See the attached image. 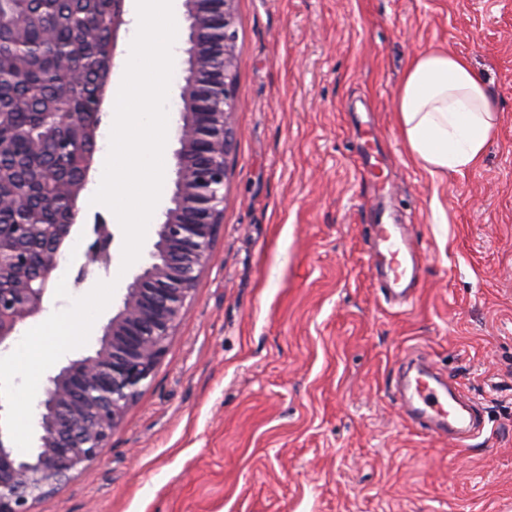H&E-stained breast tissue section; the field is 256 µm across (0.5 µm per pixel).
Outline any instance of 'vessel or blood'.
Returning a JSON list of instances; mask_svg holds the SVG:
<instances>
[{
	"label": "vessel or blood",
	"instance_id": "vessel-or-blood-1",
	"mask_svg": "<svg viewBox=\"0 0 512 512\" xmlns=\"http://www.w3.org/2000/svg\"><path fill=\"white\" fill-rule=\"evenodd\" d=\"M369 229L372 247L368 258L382 280L380 290L385 299L392 304L412 302L413 279L404 260L413 251L403 226L378 222L370 224ZM394 395L405 407L408 419L429 436L461 444L480 428L479 405L453 377L441 380L421 370H407L399 378Z\"/></svg>",
	"mask_w": 512,
	"mask_h": 512
}]
</instances>
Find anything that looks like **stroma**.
<instances>
[{
	"instance_id": "obj_1",
	"label": "stroma",
	"mask_w": 512,
	"mask_h": 512,
	"mask_svg": "<svg viewBox=\"0 0 512 512\" xmlns=\"http://www.w3.org/2000/svg\"><path fill=\"white\" fill-rule=\"evenodd\" d=\"M235 142L224 222L165 356L106 448L35 512H512V0H237ZM467 57L498 127L479 167L431 175L408 155L395 93L425 49ZM373 117L383 181L360 167ZM419 255L412 304L366 262L376 210ZM105 222L87 206L60 273L67 297ZM124 273L87 344L100 346ZM484 408L460 448L424 437L391 397L410 351Z\"/></svg>"
}]
</instances>
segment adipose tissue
I'll use <instances>...</instances> for the list:
<instances>
[{
    "label": "adipose tissue",
    "instance_id": "ef3b65f1",
    "mask_svg": "<svg viewBox=\"0 0 512 512\" xmlns=\"http://www.w3.org/2000/svg\"><path fill=\"white\" fill-rule=\"evenodd\" d=\"M395 110L410 158L433 174L475 168L496 129L497 109L485 79L450 50L412 58Z\"/></svg>",
    "mask_w": 512,
    "mask_h": 512
}]
</instances>
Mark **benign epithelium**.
I'll use <instances>...</instances> for the list:
<instances>
[{
	"label": "benign epithelium",
	"mask_w": 512,
	"mask_h": 512,
	"mask_svg": "<svg viewBox=\"0 0 512 512\" xmlns=\"http://www.w3.org/2000/svg\"><path fill=\"white\" fill-rule=\"evenodd\" d=\"M184 6L188 74L177 180L172 207L157 225L153 262L126 288L122 308L105 328L103 346L50 377L38 403L39 435L31 452L18 454L0 426V512H34L37 502L72 482L107 446L162 359L223 223L220 205L239 110L236 0H185ZM75 214L73 207L62 224H14L9 236L0 234V281L14 284L0 288V348L14 343L19 327L42 314L45 294L58 282L55 257L36 278L29 276L28 244L44 233L63 246ZM94 233L81 276L88 263L112 259L109 225H95Z\"/></svg>",
	"instance_id": "1"
}]
</instances>
